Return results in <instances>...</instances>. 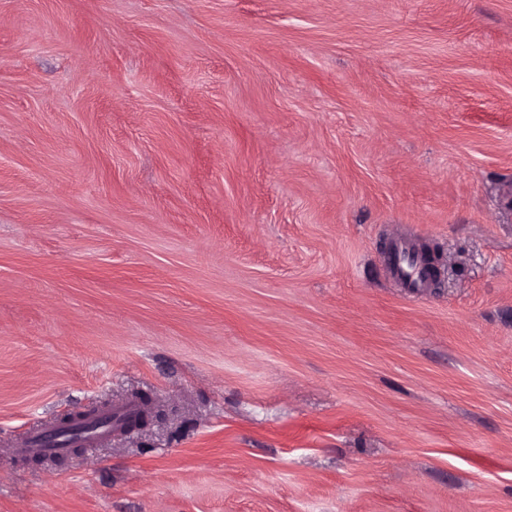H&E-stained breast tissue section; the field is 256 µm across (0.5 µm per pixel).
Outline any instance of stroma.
<instances>
[{
    "label": "stroma",
    "mask_w": 512,
    "mask_h": 512,
    "mask_svg": "<svg viewBox=\"0 0 512 512\" xmlns=\"http://www.w3.org/2000/svg\"><path fill=\"white\" fill-rule=\"evenodd\" d=\"M508 189L512 0H0V512H512ZM390 274L413 295L425 288L426 273L418 253L407 242L398 239L389 256ZM139 407L131 402H125L104 412V416L88 418L85 421V429L77 433L73 443L75 447L92 448L101 441L112 435L113 429H119L120 423L137 414ZM97 418L104 421V424L98 425ZM43 432L28 435L14 443V452L18 455H34L43 457L59 456L68 448H55L47 444Z\"/></svg>",
    "instance_id": "1"
}]
</instances>
